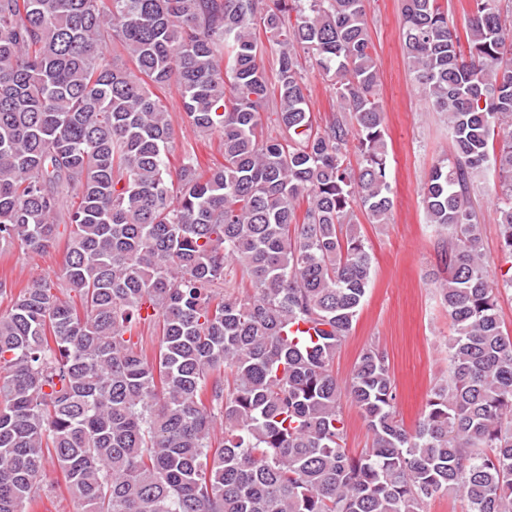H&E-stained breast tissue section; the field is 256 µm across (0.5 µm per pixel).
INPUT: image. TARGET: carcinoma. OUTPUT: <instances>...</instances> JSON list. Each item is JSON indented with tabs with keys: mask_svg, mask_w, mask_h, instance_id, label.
<instances>
[{
	"mask_svg": "<svg viewBox=\"0 0 512 512\" xmlns=\"http://www.w3.org/2000/svg\"><path fill=\"white\" fill-rule=\"evenodd\" d=\"M501 2L472 0L464 51L438 0H401L408 69L455 143L422 200L457 336L408 430L384 352L343 385L331 370L371 279L357 212L393 209L365 0H0V249L65 245L58 282L0 278V512H26L50 460L82 512H420L448 490L512 512V336L470 202L493 172L512 260ZM304 59L335 90L323 127ZM173 85L220 138L207 173L190 152L170 169ZM231 267L252 293L224 289ZM344 394L372 436L358 456Z\"/></svg>",
	"mask_w": 512,
	"mask_h": 512,
	"instance_id": "obj_1",
	"label": "carcinoma"
}]
</instances>
